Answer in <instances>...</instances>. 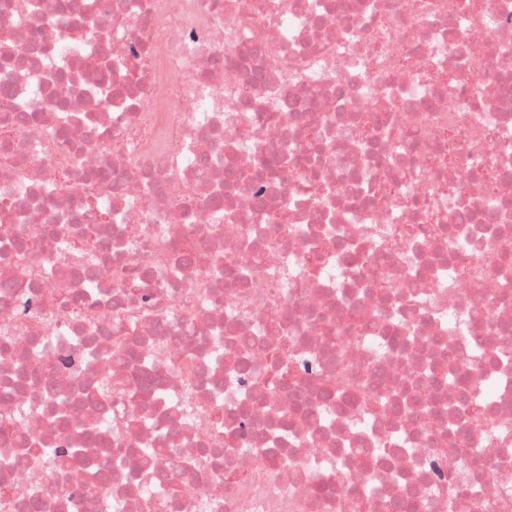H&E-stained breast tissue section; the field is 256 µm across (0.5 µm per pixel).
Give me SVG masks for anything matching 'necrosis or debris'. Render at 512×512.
Wrapping results in <instances>:
<instances>
[{
	"label": "necrosis or debris",
	"instance_id": "necrosis-or-debris-1",
	"mask_svg": "<svg viewBox=\"0 0 512 512\" xmlns=\"http://www.w3.org/2000/svg\"><path fill=\"white\" fill-rule=\"evenodd\" d=\"M67 2L0 0V512H512V0Z\"/></svg>",
	"mask_w": 512,
	"mask_h": 512
}]
</instances>
